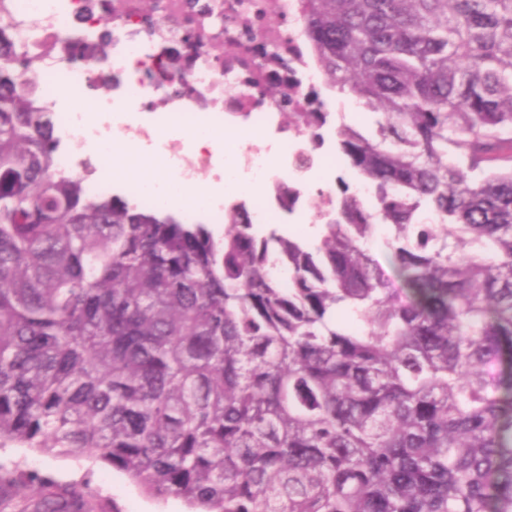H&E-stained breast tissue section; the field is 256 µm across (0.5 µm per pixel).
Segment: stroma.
<instances>
[{
    "label": "stroma",
    "instance_id": "35a3bbf8",
    "mask_svg": "<svg viewBox=\"0 0 512 512\" xmlns=\"http://www.w3.org/2000/svg\"><path fill=\"white\" fill-rule=\"evenodd\" d=\"M0 483L12 487L0 512H32L35 494L83 497V512H188L177 498L143 492L125 474L93 457L46 454L34 448H0Z\"/></svg>",
    "mask_w": 512,
    "mask_h": 512
}]
</instances>
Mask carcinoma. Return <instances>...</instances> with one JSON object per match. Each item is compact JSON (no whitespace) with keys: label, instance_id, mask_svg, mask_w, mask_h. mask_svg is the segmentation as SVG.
<instances>
[{"label":"carcinoma","instance_id":"carcinoma-1","mask_svg":"<svg viewBox=\"0 0 512 512\" xmlns=\"http://www.w3.org/2000/svg\"><path fill=\"white\" fill-rule=\"evenodd\" d=\"M301 24L376 114L284 113L359 178L310 242L56 178L55 113L0 41V447L193 512H512V0H302ZM354 104H357L356 108H349ZM344 107L346 109H343ZM341 109L348 124L363 131L372 129L375 115L359 105L352 97L340 95L339 98H336V113L340 112ZM348 112H356L357 114H346Z\"/></svg>","mask_w":512,"mask_h":512}]
</instances>
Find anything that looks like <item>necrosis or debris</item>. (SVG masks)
Returning a JSON list of instances; mask_svg holds the SVG:
<instances>
[{"mask_svg": "<svg viewBox=\"0 0 512 512\" xmlns=\"http://www.w3.org/2000/svg\"><path fill=\"white\" fill-rule=\"evenodd\" d=\"M0 32L43 79L33 98L57 112L58 171L94 195L127 196L188 223L220 224L250 193L252 221L280 208L284 185L309 208L311 185L334 188L335 150L286 129L285 112H309L307 91L325 81L302 33L300 0H0ZM107 57L89 65L99 36ZM107 75L111 88L96 92ZM244 129L234 146L204 140L212 126ZM121 150L123 174L106 172ZM163 178L140 180L150 166ZM209 187L204 207L171 202L169 185Z\"/></svg>", "mask_w": 512, "mask_h": 512, "instance_id": "1", "label": "necrosis or debris"}]
</instances>
